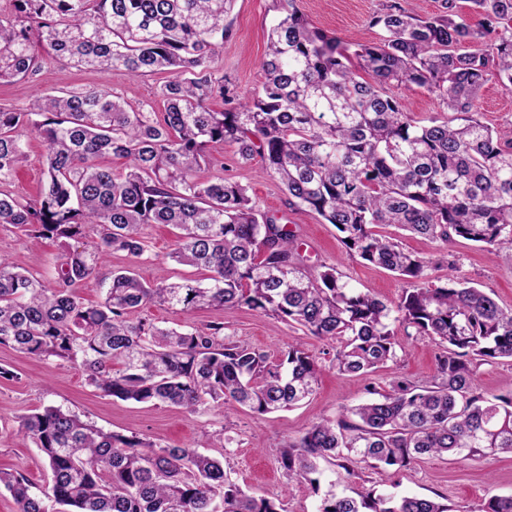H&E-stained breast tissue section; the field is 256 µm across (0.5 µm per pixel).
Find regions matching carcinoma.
Instances as JSON below:
<instances>
[{
    "label": "carcinoma",
    "instance_id": "carcinoma-1",
    "mask_svg": "<svg viewBox=\"0 0 512 512\" xmlns=\"http://www.w3.org/2000/svg\"><path fill=\"white\" fill-rule=\"evenodd\" d=\"M233 4L8 0L0 9V84L40 69L38 44L77 68L169 74L157 88L161 113L96 90L0 107V184L24 159L18 130L46 143L39 197L0 192V224L62 247L53 288L0 251V345L77 363L90 385L119 400L267 414L316 390L320 366L300 342L274 362L226 337L222 322L182 331L147 323L140 310L245 306L336 341L333 366L361 377L397 361L399 332L426 336L439 349L434 373L421 382L396 377L383 392L370 384L373 398L313 423L279 451L288 479L320 488L323 461L351 476L362 463L401 470L423 456L512 453V393L489 396L474 385L480 366L512 362V307L456 274L453 251L448 275L435 279L432 261L376 231L396 226L444 244L464 239L496 257L512 253V127L479 118L490 73L512 91V0H443V11L425 17L404 0H384L369 19L381 39L354 48L314 26L296 0H282L261 61L264 82L243 101L212 66ZM472 43L484 48L472 51ZM391 85L427 89L443 112L412 117ZM217 97L221 111L209 107ZM214 145L233 148L243 163L260 157L290 205L337 226L349 254L410 287L388 302L333 265L305 267L294 234L245 187L196 178ZM105 156L125 159L124 173L101 166ZM150 224L180 230L171 257L207 269L208 283L146 285L128 266L110 272L101 301L85 303L80 289L112 253L141 259ZM91 227L97 241L76 244ZM20 431L51 482L35 493L21 471L1 469L0 488L19 512H285L282 498L246 494L222 461L194 448H157L54 406L24 417ZM318 512L449 508L433 497L330 487ZM481 512H512V496L490 498Z\"/></svg>",
    "mask_w": 512,
    "mask_h": 512
}]
</instances>
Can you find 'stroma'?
<instances>
[{
	"instance_id": "1",
	"label": "stroma",
	"mask_w": 512,
	"mask_h": 512,
	"mask_svg": "<svg viewBox=\"0 0 512 512\" xmlns=\"http://www.w3.org/2000/svg\"><path fill=\"white\" fill-rule=\"evenodd\" d=\"M382 0H297L298 8L328 35L346 42L378 41L381 30L370 27L369 18ZM279 0H236L230 15V34L213 58L218 74L226 76L239 97H251L261 86L260 62L265 53L267 34L279 16ZM163 75L131 80L124 71L79 69L66 62L49 59L33 76L0 85V107L22 108L32 96L59 89L98 90L117 93L136 107L151 102L155 111L164 103L156 89ZM480 119L492 127L512 123V92L505 91L496 78H489L481 90ZM25 159L16 178L0 185V192L19 200L34 199L40 189L46 146L36 134L23 135ZM217 163L201 168L197 177L210 180L225 177L246 186L261 210L274 213L296 236L298 251L306 264L333 265L358 288L386 300H396L405 280L385 269L349 256L334 225L316 214L290 208L288 196L276 179L261 170L260 160L241 164L231 149L212 150ZM383 234L397 237L402 247L432 260L446 250L460 257V273L484 288L500 305L512 307V255L491 259L472 244L457 240L451 246L413 236L392 226ZM178 231L167 224H152L145 230L148 250L139 263H131L126 253H113L110 268L135 266L148 283L160 281H205V269L173 261ZM5 249L18 267L27 270L46 286L55 284L54 260L60 251L57 242L33 240L18 229L0 226V249ZM143 319L177 329L224 323L228 334L241 343L265 351L278 359L293 339H301L315 354L322 367L319 385L304 403L269 414L246 408L224 412L206 407L188 415L167 404H139L102 394L89 386L78 365L57 358H37L0 346V367L11 371V378L0 377V469H19L33 486L44 487L48 469L40 451L20 431L22 417L52 405L77 414L84 422L123 435H136L158 446L192 447L222 459L224 469L236 484L257 498L285 496L287 512H317L320 497L308 481L291 482L278 463L280 449L302 435L314 422L333 416L345 407L368 397L367 384L387 389L392 378L422 381L435 368L437 348L428 338H402L403 351L395 364L373 373L370 379L349 376L331 366L336 343L301 335L299 329L275 321L245 307L197 309L189 313L158 305L145 306ZM371 487L391 489L409 495L442 496L454 512L467 507L480 512L492 496L512 495V454L489 456L477 461H450L426 458L402 470L382 467L369 471Z\"/></svg>"
}]
</instances>
